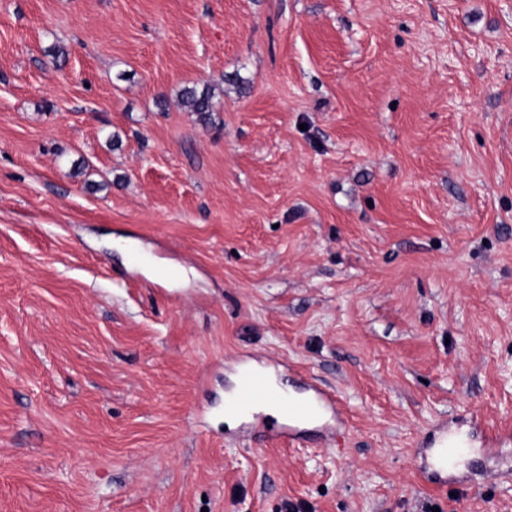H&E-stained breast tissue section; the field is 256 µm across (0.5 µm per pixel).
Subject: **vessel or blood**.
Masks as SVG:
<instances>
[{
	"label": "vessel or blood",
	"instance_id": "1",
	"mask_svg": "<svg viewBox=\"0 0 512 512\" xmlns=\"http://www.w3.org/2000/svg\"><path fill=\"white\" fill-rule=\"evenodd\" d=\"M299 387L304 391V399L280 395L274 385L269 370L250 366L244 369L242 384L237 396L227 402L229 412L250 415V429L253 433L269 439L300 437L299 427L302 423L312 421L319 423L323 439H332L345 427V420L340 409L341 400L337 393L320 388L310 377H299ZM274 406L278 419L270 421L261 412L262 407ZM451 431L448 423L437 422L423 433L416 451L420 458L434 457L435 466L430 470L431 478L439 482L454 481L465 484L464 476H449L448 463L459 452L457 446L449 442ZM482 453L490 463L498 480L512 483V465L505 466L499 460V450L512 441V432L498 430L491 434H480Z\"/></svg>",
	"mask_w": 512,
	"mask_h": 512
}]
</instances>
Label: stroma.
Here are the masks:
<instances>
[{"mask_svg": "<svg viewBox=\"0 0 512 512\" xmlns=\"http://www.w3.org/2000/svg\"><path fill=\"white\" fill-rule=\"evenodd\" d=\"M270 357L339 450L225 423ZM472 413L512 428V0H0V512H512L467 427L470 488L414 454ZM214 97V92L208 86L201 90L196 86L185 87L180 93L182 103L203 123H208L212 120Z\"/></svg>", "mask_w": 512, "mask_h": 512, "instance_id": "stroma-1", "label": "stroma"}]
</instances>
